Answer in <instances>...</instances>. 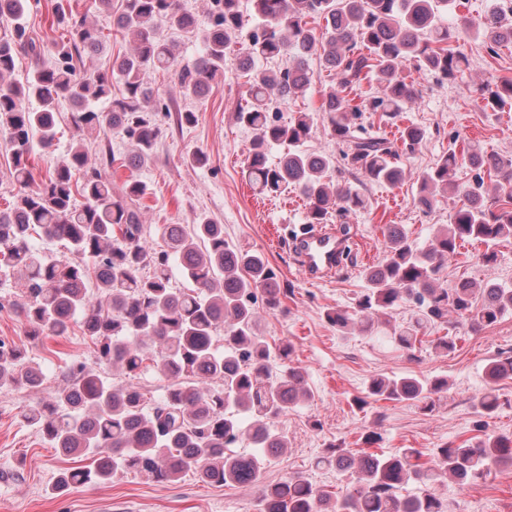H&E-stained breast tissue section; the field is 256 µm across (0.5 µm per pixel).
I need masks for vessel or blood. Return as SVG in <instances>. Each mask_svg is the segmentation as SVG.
<instances>
[{"instance_id":"obj_1","label":"vessel or blood","mask_w":512,"mask_h":512,"mask_svg":"<svg viewBox=\"0 0 512 512\" xmlns=\"http://www.w3.org/2000/svg\"><path fill=\"white\" fill-rule=\"evenodd\" d=\"M299 257V267L314 281L333 277L347 258L346 240L327 224H307L292 241Z\"/></svg>"}]
</instances>
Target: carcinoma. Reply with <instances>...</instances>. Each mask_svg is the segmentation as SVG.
<instances>
[{"label": "carcinoma", "instance_id": "1", "mask_svg": "<svg viewBox=\"0 0 512 512\" xmlns=\"http://www.w3.org/2000/svg\"><path fill=\"white\" fill-rule=\"evenodd\" d=\"M252 24L244 29L241 0H210L203 18L184 10L180 0H124L116 24L131 36L132 49L112 59L108 69L79 75L75 61L104 50L101 30L86 16L55 15L52 24L69 29L68 42L47 48L30 36L24 17L29 0H0V135L12 155V177L20 190L12 207L0 211V287L22 281L20 298L12 302L33 341L62 336L72 320H80L94 345V360L74 362L63 373L65 385L49 403H38L25 420L52 448L68 455L92 457L91 464L64 471L54 490L73 484L104 483L129 470L156 482L173 483L192 471L210 485L251 486L260 483L265 461L288 448L277 423L298 406L314 399L307 372L290 363L294 346H271L257 331L255 304L270 309L281 305V284L264 256L224 240V226L208 219L190 227L165 224L158 229L168 249L147 246L141 200L147 185L128 179L117 185L109 169L112 149L90 163L81 146L71 147L34 189L30 156L34 146H52L55 107L64 99L75 110L76 131L96 129L125 140L129 151L122 165L140 168L152 160L163 134V119L192 124L195 113L176 107L179 98H198L224 77V59L247 32L238 68L252 74L245 105L236 121L251 130L247 174L254 189L265 195L290 188L306 200V222L324 224L331 216L348 219L366 207L359 182L390 186L403 177L394 142L354 121L371 112L395 123L418 92L407 83L408 65L429 71L444 82L460 76L466 57L448 48L472 29L483 35L490 53L512 44V22L502 9L491 8L476 24L465 17L448 24L442 8L448 0H251ZM324 22L321 34L308 19ZM199 34L202 54L191 63L177 59L163 26ZM320 54L332 83L322 91L325 113L336 143L342 146L348 177L330 178L335 157L311 152L313 117L299 112L281 121L272 97L282 101L306 95L313 82L308 59ZM52 57L44 63L45 55ZM35 63L25 81H5L17 58ZM283 55L293 59L281 70L260 65ZM175 71V95L166 99L148 82L150 72ZM382 93L351 107L346 92L356 91L370 78ZM124 94L112 97V80ZM512 101V81L495 84L486 102ZM106 102L104 110L97 103ZM424 132L414 125L399 129L403 151L413 154ZM277 160H270L272 150ZM476 171L473 182L454 180L459 162ZM83 172L74 188L73 172ZM512 184V157L488 155L471 145L462 155L450 150L420 178L415 201L424 212L436 208L453 190L462 205L448 226L426 241L410 238L404 227L388 228L384 260L364 270L367 288L354 312L329 309L327 321L341 333L354 325L373 335L383 316L410 302L419 308L414 321L393 329L391 339L413 351L422 343L419 333L431 324L446 323L453 315L473 331L492 326L512 314V286L496 281L477 285L461 281L445 287L440 273L459 254L461 243L487 246L483 263L496 260L493 247L512 238V193L490 196L484 174ZM82 197L77 202L75 195ZM64 243L78 259L47 256L30 242L32 233ZM193 281L192 288L171 285L173 267ZM146 267L152 269L143 275ZM96 294H89V276ZM154 367L169 383L161 398L145 399L139 388L114 384L105 370L126 374ZM496 381L512 375V355H499L486 365ZM44 374L26 357L25 349L0 339V388H38ZM448 379L418 376H378L367 397L412 401L432 410ZM480 417L491 418L500 408L497 396L486 393L475 403ZM248 441L254 451L231 454L226 449ZM317 465L336 470L352 489L332 499L304 477L265 487L261 512H448L436 492L446 479L474 483L503 466H512V436L490 435L477 441L446 445L433 463L421 462V452L404 448L384 456L328 447ZM418 492L406 497L398 490L408 484Z\"/></svg>", "mask_w": 512, "mask_h": 512}]
</instances>
